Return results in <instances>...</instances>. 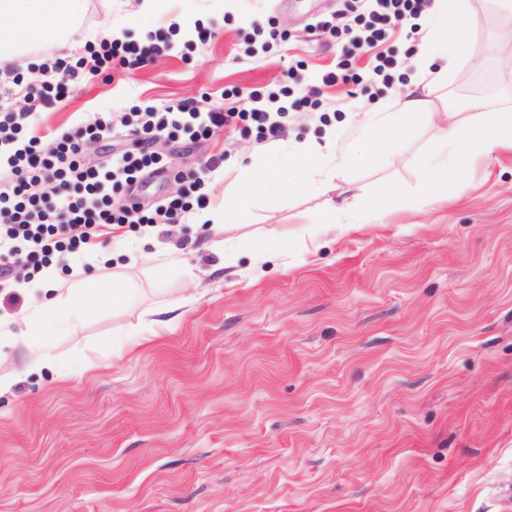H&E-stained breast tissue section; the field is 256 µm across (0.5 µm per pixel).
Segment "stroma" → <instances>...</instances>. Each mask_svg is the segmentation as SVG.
Here are the masks:
<instances>
[{
    "label": "stroma",
    "instance_id": "35a3bbf8",
    "mask_svg": "<svg viewBox=\"0 0 512 512\" xmlns=\"http://www.w3.org/2000/svg\"><path fill=\"white\" fill-rule=\"evenodd\" d=\"M141 3L83 0L56 59L90 60L85 33L110 24L141 42L186 17L208 40L79 85L37 114L32 135L49 142L112 116L93 162L136 148L122 113L276 96L288 69L305 90L338 61L336 38L315 24L343 0H160L149 14ZM432 16H420L417 42L407 22L392 27L406 84L355 107L338 85L317 110L289 112L276 138L244 126L195 142L158 133L164 169L116 201L150 210L199 179L205 207L220 209L241 178L287 170L306 140L352 144L353 157L324 190L240 199L241 222L189 213L162 232L113 230L90 270H58L56 285L111 281L102 256L124 249L140 257L117 270L126 293L78 325L48 326L53 368H34L24 320L48 291L0 290V512H512V151L466 166L449 155L434 202L423 164L455 99H512V17L469 0L461 63L440 79L417 68L422 46L448 50ZM271 27L282 40L253 48ZM419 82L423 113L370 160L368 113L393 111ZM386 186L401 199L381 222L315 223L266 261L273 231ZM165 304L179 321L142 338Z\"/></svg>",
    "mask_w": 512,
    "mask_h": 512
}]
</instances>
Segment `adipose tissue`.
I'll list each match as a JSON object with an SVG mask.
<instances>
[{
    "instance_id": "ef3b65f1",
    "label": "adipose tissue",
    "mask_w": 512,
    "mask_h": 512,
    "mask_svg": "<svg viewBox=\"0 0 512 512\" xmlns=\"http://www.w3.org/2000/svg\"><path fill=\"white\" fill-rule=\"evenodd\" d=\"M82 0H0V17L8 19L5 31L0 32V53H7L36 41H68L80 13ZM444 129L443 144L457 151L463 162L491 159L504 150H512V108H489L482 102L473 103L466 116L451 112ZM349 151L321 147L313 141L298 146L288 162L287 174L268 173L244 180L237 188L239 195L256 191H275L282 188L292 193L320 189L332 175L336 160H348ZM124 284L115 280L102 284L88 277L74 293L59 294L48 302L39 303L27 315L33 342L39 346L38 364L51 363L52 358L41 337L43 326L82 322L88 313L89 302L104 299L114 301Z\"/></svg>"
}]
</instances>
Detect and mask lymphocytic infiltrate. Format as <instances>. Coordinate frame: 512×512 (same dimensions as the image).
I'll return each mask as SVG.
<instances>
[{"label":"lymphocytic infiltrate","mask_w":512,"mask_h":512,"mask_svg":"<svg viewBox=\"0 0 512 512\" xmlns=\"http://www.w3.org/2000/svg\"><path fill=\"white\" fill-rule=\"evenodd\" d=\"M352 2L351 8L318 21L317 26L343 39L340 60L334 70L323 75V85H347L349 97L356 101L370 95L377 86L394 84L398 60L387 44L389 26L402 18L411 19L408 36L417 39V19L426 0ZM172 48L170 37L160 35L144 44L104 40L91 54L92 65L80 60L64 67L52 61V46H42V54L50 59L42 67L48 80L30 87L20 108L0 113V284L12 281L21 263L43 265L55 257H82L96 245L103 230L121 224L162 227L179 223L192 208L190 191L148 212L136 205L115 204L112 198L115 185L136 181L162 163V155L153 147L156 132L168 129L196 140L213 130L243 124L275 137L282 129L278 117L286 110H314L321 105L319 89L294 93L296 78L289 71L283 76L280 92L289 98L290 105L274 112L261 106L259 95L254 94L243 107L225 112L212 109L203 113L195 103L180 102L161 113L152 107L124 113L122 123L142 133L141 147L118 155L105 153L93 165L86 163L85 152L89 144L109 134L111 117H97L49 145L30 135V119L36 111L64 102L78 84L104 75L115 66L144 64ZM363 52L371 53L373 60L366 73L353 65L355 57Z\"/></svg>","instance_id":"f902f5d3"}]
</instances>
